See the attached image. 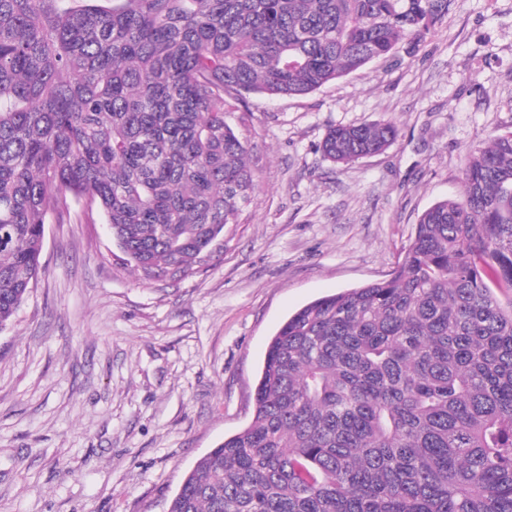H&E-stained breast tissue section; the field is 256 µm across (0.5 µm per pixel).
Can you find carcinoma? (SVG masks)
I'll return each mask as SVG.
<instances>
[{
  "label": "carcinoma",
  "instance_id": "carcinoma-1",
  "mask_svg": "<svg viewBox=\"0 0 512 512\" xmlns=\"http://www.w3.org/2000/svg\"><path fill=\"white\" fill-rule=\"evenodd\" d=\"M453 0H0V330L82 201L124 261L177 280L251 201L226 114L419 43ZM390 122L338 125L336 164ZM512 132L469 153L391 278L319 298L272 336L252 421L168 512H512Z\"/></svg>",
  "mask_w": 512,
  "mask_h": 512
}]
</instances>
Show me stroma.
<instances>
[{"label": "stroma", "instance_id": "obj_1", "mask_svg": "<svg viewBox=\"0 0 512 512\" xmlns=\"http://www.w3.org/2000/svg\"><path fill=\"white\" fill-rule=\"evenodd\" d=\"M250 204L186 279L130 272L99 214L45 226L43 272L0 330V512H167L184 477L249 423L264 355L304 305L389 278L468 152L512 131V0H454L414 50L228 117ZM394 123L338 165L335 125Z\"/></svg>", "mask_w": 512, "mask_h": 512}]
</instances>
